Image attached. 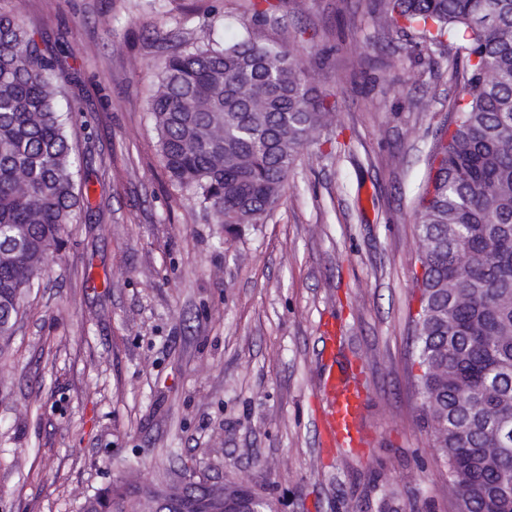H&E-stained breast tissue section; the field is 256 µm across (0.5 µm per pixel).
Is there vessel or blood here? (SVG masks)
Returning a JSON list of instances; mask_svg holds the SVG:
<instances>
[{
	"mask_svg": "<svg viewBox=\"0 0 512 512\" xmlns=\"http://www.w3.org/2000/svg\"><path fill=\"white\" fill-rule=\"evenodd\" d=\"M327 410L319 421L327 451H349L360 441V417L363 398L356 388L340 374L329 373L324 384Z\"/></svg>",
	"mask_w": 512,
	"mask_h": 512,
	"instance_id": "obj_1",
	"label": "vessel or blood"
}]
</instances>
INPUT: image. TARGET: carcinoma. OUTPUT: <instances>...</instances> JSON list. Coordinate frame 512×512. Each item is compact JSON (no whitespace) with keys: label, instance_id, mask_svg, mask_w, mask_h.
I'll return each mask as SVG.
<instances>
[{"label":"carcinoma","instance_id":"1","mask_svg":"<svg viewBox=\"0 0 512 512\" xmlns=\"http://www.w3.org/2000/svg\"><path fill=\"white\" fill-rule=\"evenodd\" d=\"M385 19L421 38L460 41L464 82L442 126L415 213L414 375L456 512H512V0H381ZM0 13V357L25 298L88 202L68 126L83 112L62 51ZM149 104L171 184L235 235L279 204L299 150L327 119L288 44L193 43L155 63ZM165 480L108 486L82 512H142ZM232 483L186 485L183 512H224Z\"/></svg>","mask_w":512,"mask_h":512}]
</instances>
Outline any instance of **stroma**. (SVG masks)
I'll list each match as a JSON object with an SVG mask.
<instances>
[{
  "label": "stroma",
  "instance_id": "stroma-1",
  "mask_svg": "<svg viewBox=\"0 0 512 512\" xmlns=\"http://www.w3.org/2000/svg\"><path fill=\"white\" fill-rule=\"evenodd\" d=\"M0 0L64 36L92 212L0 359V512H81L110 484L245 483L275 512H451L412 376L415 201L463 84L456 44L373 0ZM287 43L334 116L280 204L225 234L168 181L149 111L163 34ZM427 109H418V101ZM365 394L356 453L321 455V358Z\"/></svg>",
  "mask_w": 512,
  "mask_h": 512
}]
</instances>
